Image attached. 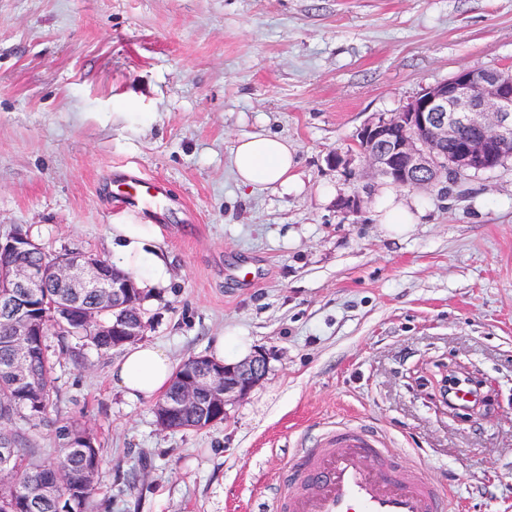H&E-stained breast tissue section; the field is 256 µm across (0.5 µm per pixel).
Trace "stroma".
<instances>
[{"label":"stroma","mask_w":512,"mask_h":512,"mask_svg":"<svg viewBox=\"0 0 512 512\" xmlns=\"http://www.w3.org/2000/svg\"><path fill=\"white\" fill-rule=\"evenodd\" d=\"M477 67L512 70V0H0V236L108 259L113 225H147L170 279L145 341L180 363L233 331L268 358L225 421L169 430L113 385L120 351L49 332L55 412L97 437V512H278L289 457L340 421L453 512H512V159L413 189L425 214L395 235L356 146ZM261 131L293 145L301 192L238 186L232 149ZM123 174L164 182L163 218L108 195ZM450 365L484 380V419L442 402Z\"/></svg>","instance_id":"stroma-1"}]
</instances>
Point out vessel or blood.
Wrapping results in <instances>:
<instances>
[{
  "label": "vessel or blood",
  "instance_id": "vessel-or-blood-1",
  "mask_svg": "<svg viewBox=\"0 0 512 512\" xmlns=\"http://www.w3.org/2000/svg\"><path fill=\"white\" fill-rule=\"evenodd\" d=\"M121 204L158 202L161 182L126 178ZM283 512H449L448 497L386 452L377 432L347 423L288 466Z\"/></svg>",
  "mask_w": 512,
  "mask_h": 512
}]
</instances>
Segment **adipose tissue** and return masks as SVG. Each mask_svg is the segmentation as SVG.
<instances>
[{
    "instance_id": "adipose-tissue-1",
    "label": "adipose tissue",
    "mask_w": 512,
    "mask_h": 512,
    "mask_svg": "<svg viewBox=\"0 0 512 512\" xmlns=\"http://www.w3.org/2000/svg\"><path fill=\"white\" fill-rule=\"evenodd\" d=\"M236 181L243 187L267 185L283 192L296 190L297 156L287 139L271 134H249L240 138L231 158ZM376 211L391 232L402 234L423 215L416 199L388 191L378 197ZM151 238L142 224H116L112 227V248L126 269L138 278V288L166 284L170 273L160 252L147 251ZM176 364L167 350L151 343L128 346L113 365V383L132 401L149 400L165 392Z\"/></svg>"
}]
</instances>
